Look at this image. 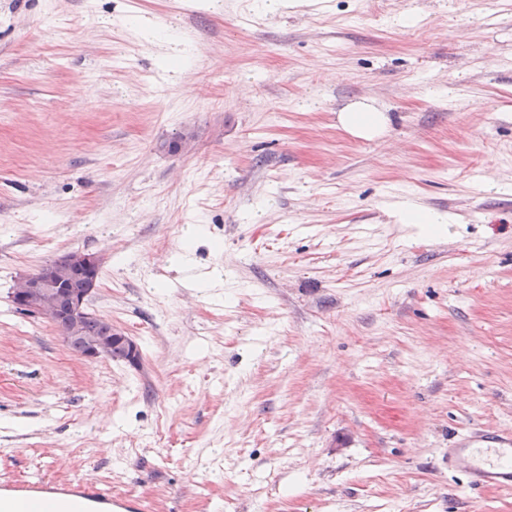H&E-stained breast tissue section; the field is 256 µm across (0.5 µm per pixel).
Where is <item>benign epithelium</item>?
I'll use <instances>...</instances> for the list:
<instances>
[{
    "instance_id": "benign-epithelium-1",
    "label": "benign epithelium",
    "mask_w": 512,
    "mask_h": 512,
    "mask_svg": "<svg viewBox=\"0 0 512 512\" xmlns=\"http://www.w3.org/2000/svg\"><path fill=\"white\" fill-rule=\"evenodd\" d=\"M99 270L98 255L75 250L65 265L47 264L40 272L16 280L11 292L12 304L27 316H45L66 325L68 338L82 340V355L89 360L105 358L118 345L134 356L139 352L137 342L114 324L105 335H83V316L89 298L97 290ZM70 281L80 282L81 287H67Z\"/></svg>"
}]
</instances>
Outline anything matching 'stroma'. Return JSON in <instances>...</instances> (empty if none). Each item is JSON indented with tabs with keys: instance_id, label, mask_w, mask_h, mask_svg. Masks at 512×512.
Wrapping results in <instances>:
<instances>
[{
	"instance_id": "obj_1",
	"label": "stroma",
	"mask_w": 512,
	"mask_h": 512,
	"mask_svg": "<svg viewBox=\"0 0 512 512\" xmlns=\"http://www.w3.org/2000/svg\"><path fill=\"white\" fill-rule=\"evenodd\" d=\"M74 250L138 362L15 310ZM507 427L512 0H0V479L512 512L448 468ZM381 113L370 112H343L339 120L344 128L350 132L362 136L373 137L380 132L379 122Z\"/></svg>"
}]
</instances>
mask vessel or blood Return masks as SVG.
<instances>
[{"label": "vessel or blood", "mask_w": 512, "mask_h": 512, "mask_svg": "<svg viewBox=\"0 0 512 512\" xmlns=\"http://www.w3.org/2000/svg\"><path fill=\"white\" fill-rule=\"evenodd\" d=\"M450 469L465 474L470 485L512 489V429L473 431L460 437L448 450ZM52 496L58 512H131V504L111 490L88 484L50 480L0 484V512H15L18 503Z\"/></svg>", "instance_id": "1"}]
</instances>
